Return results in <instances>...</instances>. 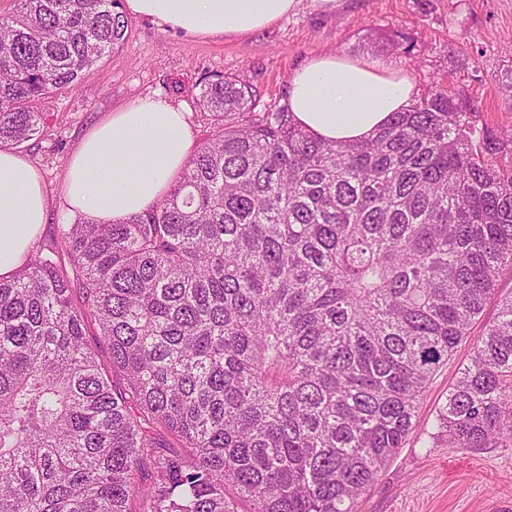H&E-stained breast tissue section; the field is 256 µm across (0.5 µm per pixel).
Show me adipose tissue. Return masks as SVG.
I'll list each match as a JSON object with an SVG mask.
<instances>
[{
    "label": "adipose tissue",
    "instance_id": "ef3b65f1",
    "mask_svg": "<svg viewBox=\"0 0 512 512\" xmlns=\"http://www.w3.org/2000/svg\"><path fill=\"white\" fill-rule=\"evenodd\" d=\"M301 0H125L126 10L197 36L247 35L296 12ZM414 91L410 76L375 60L320 53L295 69L288 110L311 135L359 142L404 111ZM193 140L180 108L145 98L91 128L71 156L64 192L71 211L107 224L144 212L167 194L184 168ZM48 201L36 164L0 148V279L25 263Z\"/></svg>",
    "mask_w": 512,
    "mask_h": 512
}]
</instances>
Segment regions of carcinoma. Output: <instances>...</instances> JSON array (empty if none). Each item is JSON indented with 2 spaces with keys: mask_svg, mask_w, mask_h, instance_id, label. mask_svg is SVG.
Here are the masks:
<instances>
[{
  "mask_svg": "<svg viewBox=\"0 0 512 512\" xmlns=\"http://www.w3.org/2000/svg\"><path fill=\"white\" fill-rule=\"evenodd\" d=\"M18 2L0 147L129 28L121 0ZM195 99L211 131L165 199L0 280V512H359L493 298L438 428L512 445V139L443 88L356 143L222 75Z\"/></svg>",
  "mask_w": 512,
  "mask_h": 512,
  "instance_id": "obj_1",
  "label": "carcinoma"
}]
</instances>
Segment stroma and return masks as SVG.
I'll return each mask as SVG.
<instances>
[{
	"label": "stroma",
	"instance_id": "obj_1",
	"mask_svg": "<svg viewBox=\"0 0 512 512\" xmlns=\"http://www.w3.org/2000/svg\"><path fill=\"white\" fill-rule=\"evenodd\" d=\"M337 52L407 72L415 92L438 85L465 95L480 122L512 131V0H340L332 11L303 0L296 13L247 36H191L134 16L125 41L71 90L52 94L47 129L21 147L43 176L49 220L38 244L58 243L76 215L67 205L68 161L82 136L144 98L181 108L202 142L207 122L193 95L204 76L239 77L252 110L287 106L291 73L310 56ZM470 360L461 344L420 403L417 429L362 496L360 512H498L512 506V447L452 448L437 413Z\"/></svg>",
	"mask_w": 512,
	"mask_h": 512
}]
</instances>
